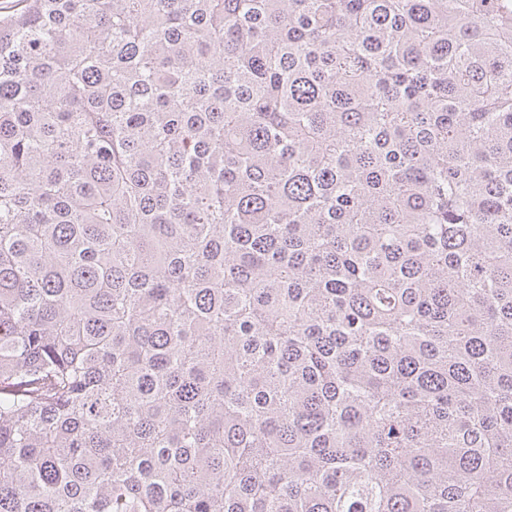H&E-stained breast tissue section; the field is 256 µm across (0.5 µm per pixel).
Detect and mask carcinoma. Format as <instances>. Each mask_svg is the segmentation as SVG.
Masks as SVG:
<instances>
[{
  "label": "carcinoma",
  "mask_w": 512,
  "mask_h": 512,
  "mask_svg": "<svg viewBox=\"0 0 512 512\" xmlns=\"http://www.w3.org/2000/svg\"><path fill=\"white\" fill-rule=\"evenodd\" d=\"M0 14V512H512V0Z\"/></svg>",
  "instance_id": "1"
}]
</instances>
